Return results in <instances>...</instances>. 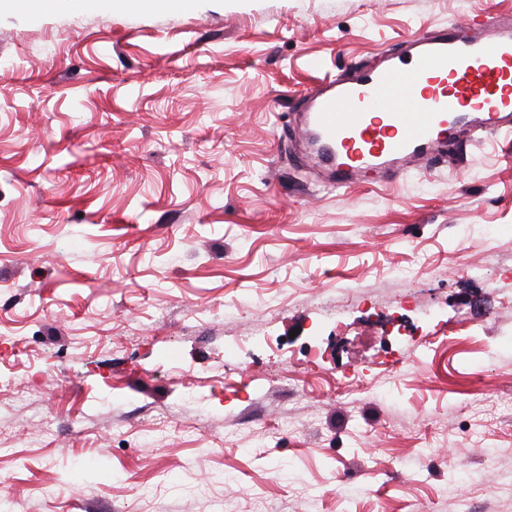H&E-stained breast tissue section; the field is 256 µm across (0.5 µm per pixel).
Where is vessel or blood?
I'll list each match as a JSON object with an SVG mask.
<instances>
[{"label": "vessel or blood", "mask_w": 512, "mask_h": 512, "mask_svg": "<svg viewBox=\"0 0 512 512\" xmlns=\"http://www.w3.org/2000/svg\"><path fill=\"white\" fill-rule=\"evenodd\" d=\"M464 127L512 135L511 15L410 36L385 66L312 89L299 130L334 185L346 187L382 166L403 176Z\"/></svg>", "instance_id": "obj_1"}]
</instances>
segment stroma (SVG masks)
Wrapping results in <instances>:
<instances>
[{
  "label": "stroma",
  "mask_w": 512,
  "mask_h": 512,
  "mask_svg": "<svg viewBox=\"0 0 512 512\" xmlns=\"http://www.w3.org/2000/svg\"><path fill=\"white\" fill-rule=\"evenodd\" d=\"M488 11L0 12L7 512H512V137L335 189L295 132L321 79ZM353 286L378 314L326 319Z\"/></svg>",
  "instance_id": "1"
}]
</instances>
